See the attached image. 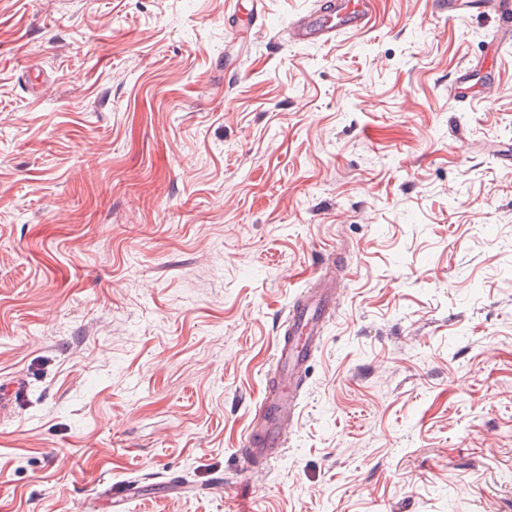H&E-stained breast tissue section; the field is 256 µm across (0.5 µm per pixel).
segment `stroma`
I'll return each mask as SVG.
<instances>
[{"label":"stroma","mask_w":512,"mask_h":512,"mask_svg":"<svg viewBox=\"0 0 512 512\" xmlns=\"http://www.w3.org/2000/svg\"><path fill=\"white\" fill-rule=\"evenodd\" d=\"M313 4L0 0V512H512V40L372 0L289 43ZM317 0L314 8L294 18L289 28V38L296 44H325L340 33L368 29L371 12L368 1ZM287 313L288 330L274 352L279 382L260 407L247 446L252 457L278 458L288 447V432L297 417L302 371L309 367L321 340L322 327L335 308L329 303L332 283H324Z\"/></svg>","instance_id":"35a3bbf8"}]
</instances>
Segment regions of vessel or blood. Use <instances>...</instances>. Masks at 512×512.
Listing matches in <instances>:
<instances>
[{
	"instance_id": "vessel-or-blood-1",
	"label": "vessel or blood",
	"mask_w": 512,
	"mask_h": 512,
	"mask_svg": "<svg viewBox=\"0 0 512 512\" xmlns=\"http://www.w3.org/2000/svg\"><path fill=\"white\" fill-rule=\"evenodd\" d=\"M371 19L368 0H316L313 9L294 18L289 37L302 45L325 44L340 33L368 29ZM332 292V285L323 284L287 314L288 329L274 352L279 382L263 400L247 436L251 456L275 459L288 446L299 409L298 383L316 353L323 325L334 312L329 303Z\"/></svg>"
}]
</instances>
